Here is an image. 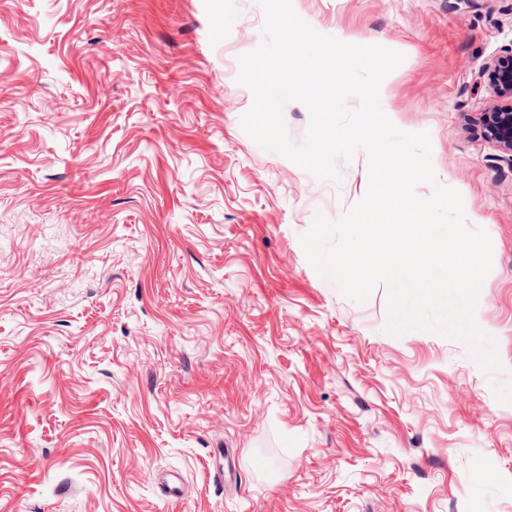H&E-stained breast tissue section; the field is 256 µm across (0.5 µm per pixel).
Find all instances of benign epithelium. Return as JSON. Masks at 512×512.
<instances>
[{
	"label": "benign epithelium",
	"mask_w": 512,
	"mask_h": 512,
	"mask_svg": "<svg viewBox=\"0 0 512 512\" xmlns=\"http://www.w3.org/2000/svg\"><path fill=\"white\" fill-rule=\"evenodd\" d=\"M498 97V103L483 115L484 132L512 155V53L499 56L481 71Z\"/></svg>",
	"instance_id": "7a95c632"
}]
</instances>
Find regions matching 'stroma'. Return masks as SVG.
<instances>
[{"label":"stroma","mask_w":512,"mask_h":512,"mask_svg":"<svg viewBox=\"0 0 512 512\" xmlns=\"http://www.w3.org/2000/svg\"><path fill=\"white\" fill-rule=\"evenodd\" d=\"M292 5L404 54L380 103L491 239L500 370L308 262L368 162L321 180L244 132L256 0H0V512H512V157L479 125L512 0Z\"/></svg>","instance_id":"obj_1"}]
</instances>
